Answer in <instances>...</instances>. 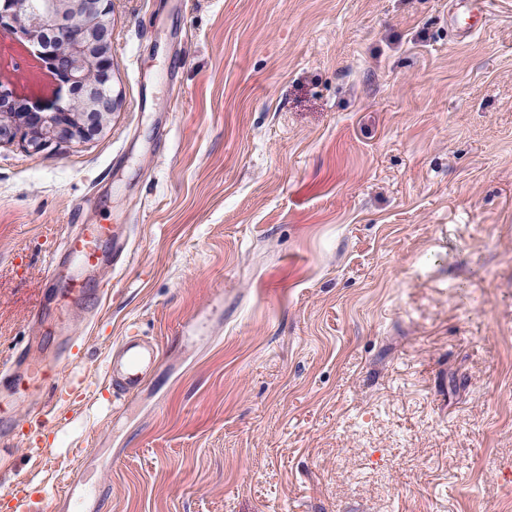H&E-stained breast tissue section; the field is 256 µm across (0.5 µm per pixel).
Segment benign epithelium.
<instances>
[{
	"instance_id": "7a95c632",
	"label": "benign epithelium",
	"mask_w": 512,
	"mask_h": 512,
	"mask_svg": "<svg viewBox=\"0 0 512 512\" xmlns=\"http://www.w3.org/2000/svg\"><path fill=\"white\" fill-rule=\"evenodd\" d=\"M112 0H0V37L18 44L49 73L56 96L41 101L17 90L19 62L0 65V145L39 153L84 143L103 132L116 108L112 95Z\"/></svg>"
}]
</instances>
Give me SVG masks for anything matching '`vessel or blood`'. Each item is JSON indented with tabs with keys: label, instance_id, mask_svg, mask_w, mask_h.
<instances>
[{
	"label": "vessel or blood",
	"instance_id": "b4317fda",
	"mask_svg": "<svg viewBox=\"0 0 512 512\" xmlns=\"http://www.w3.org/2000/svg\"><path fill=\"white\" fill-rule=\"evenodd\" d=\"M128 250V238L114 225L86 224L67 237L62 252L53 259V268L44 283L45 293L65 302L68 315L55 318L50 333L62 337L69 353L76 343L72 314L94 312L101 301L102 285L92 280V273L116 266ZM159 357L156 343L136 334L121 337L108 355V393L116 398L136 394ZM87 385L85 373L75 368L70 356L59 361L24 348L0 379V436H13L21 407H34L44 393L52 390L62 394L68 387Z\"/></svg>",
	"mask_w": 512,
	"mask_h": 512
}]
</instances>
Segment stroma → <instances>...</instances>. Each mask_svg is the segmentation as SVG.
<instances>
[{
  "mask_svg": "<svg viewBox=\"0 0 512 512\" xmlns=\"http://www.w3.org/2000/svg\"><path fill=\"white\" fill-rule=\"evenodd\" d=\"M103 133L0 146V368L50 258L123 225L79 322L140 391L0 439L83 512H512V0H112ZM44 453H36L33 437ZM159 357L156 343L138 334L122 336L108 355L106 391L112 394L113 403L118 397L136 394Z\"/></svg>",
  "mask_w": 512,
  "mask_h": 512,
  "instance_id": "obj_1",
  "label": "stroma"
}]
</instances>
